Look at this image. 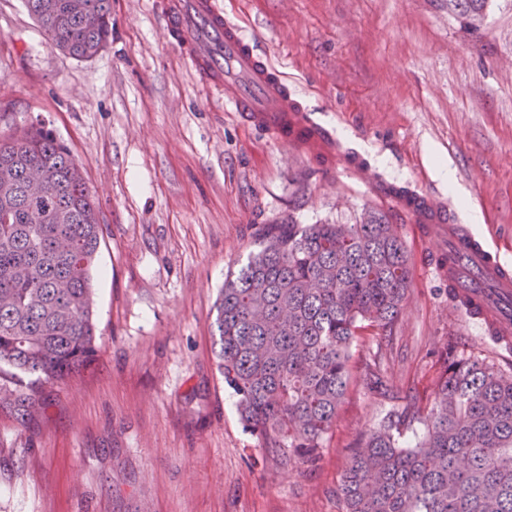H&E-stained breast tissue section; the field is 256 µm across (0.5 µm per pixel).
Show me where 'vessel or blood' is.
<instances>
[{
	"instance_id": "obj_1",
	"label": "vessel or blood",
	"mask_w": 512,
	"mask_h": 512,
	"mask_svg": "<svg viewBox=\"0 0 512 512\" xmlns=\"http://www.w3.org/2000/svg\"><path fill=\"white\" fill-rule=\"evenodd\" d=\"M164 28L225 111L290 147L308 144L318 154L338 156L333 134L316 122L281 72L258 54L254 35L225 17L217 0H166ZM378 199L394 202L413 223L447 225L448 282L455 286L465 315L485 336L512 342V267L484 238L457 224L451 209L435 196L354 171Z\"/></svg>"
}]
</instances>
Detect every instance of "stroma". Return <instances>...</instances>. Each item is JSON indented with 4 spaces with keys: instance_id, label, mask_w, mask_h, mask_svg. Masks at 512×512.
Instances as JSON below:
<instances>
[{
    "instance_id": "1",
    "label": "stroma",
    "mask_w": 512,
    "mask_h": 512,
    "mask_svg": "<svg viewBox=\"0 0 512 512\" xmlns=\"http://www.w3.org/2000/svg\"><path fill=\"white\" fill-rule=\"evenodd\" d=\"M159 2L110 0L107 46L77 60L22 0H0V138L43 119L103 225L98 353L31 424L0 411V512H344L349 448L390 401L354 373L318 467L283 464L218 372L214 302L259 227L352 224L369 209L398 225L413 290L383 345L395 392L423 409L448 342L509 373L512 352L449 302L443 240L225 112L165 38ZM218 2L364 168L442 198L512 263V0H487L475 29L449 0Z\"/></svg>"
}]
</instances>
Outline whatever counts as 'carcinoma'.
<instances>
[{"mask_svg":"<svg viewBox=\"0 0 512 512\" xmlns=\"http://www.w3.org/2000/svg\"><path fill=\"white\" fill-rule=\"evenodd\" d=\"M45 36L75 59L95 57L112 31L110 0H85L87 29L69 0H23ZM485 0H454L475 26ZM46 169L31 194L26 171ZM53 130L31 123L0 139V410L26 423L51 389L97 355L92 270L103 237L90 189ZM413 288L398 225L369 212L355 224H264L215 303L212 346L244 427L261 446L312 468L348 389L351 348L366 327L387 336ZM388 394L379 353L365 360ZM423 425L414 446L399 440ZM345 512H512V374L460 357L448 343L434 404L417 397L350 447L340 485Z\"/></svg>","mask_w":512,"mask_h":512,"instance_id":"carcinoma-1","label":"carcinoma"}]
</instances>
